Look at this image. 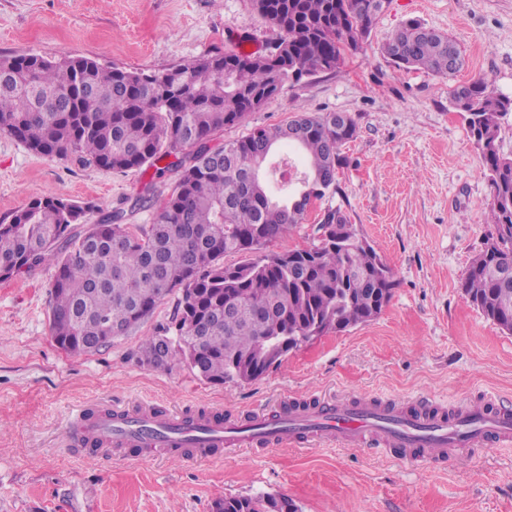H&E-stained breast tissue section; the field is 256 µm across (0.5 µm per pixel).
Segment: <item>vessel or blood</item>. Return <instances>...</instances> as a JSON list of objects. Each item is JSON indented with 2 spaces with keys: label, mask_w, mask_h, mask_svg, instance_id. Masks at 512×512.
I'll list each match as a JSON object with an SVG mask.
<instances>
[{
  "label": "vessel or blood",
  "mask_w": 512,
  "mask_h": 512,
  "mask_svg": "<svg viewBox=\"0 0 512 512\" xmlns=\"http://www.w3.org/2000/svg\"><path fill=\"white\" fill-rule=\"evenodd\" d=\"M139 417L159 431V438L140 435L125 423L120 410L109 416L77 412L67 430L76 438L97 443L104 454L115 449L139 458L194 461L211 459L224 448L328 444L393 451L399 459L415 463H443L472 448L512 446V410L497 407L490 398L452 409L417 410L368 398L314 407L284 398L276 409L252 411L251 423L263 427L259 433L243 432L211 416L198 420L197 430L192 431L183 418L151 407L142 408Z\"/></svg>",
  "instance_id": "1"
}]
</instances>
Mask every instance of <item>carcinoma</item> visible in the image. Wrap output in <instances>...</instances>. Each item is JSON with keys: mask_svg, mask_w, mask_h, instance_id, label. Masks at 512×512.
Wrapping results in <instances>:
<instances>
[{"mask_svg": "<svg viewBox=\"0 0 512 512\" xmlns=\"http://www.w3.org/2000/svg\"><path fill=\"white\" fill-rule=\"evenodd\" d=\"M283 32L275 51H232L146 74L108 68L85 57L19 54L0 58V131L46 156L73 154L87 165L124 171L154 167L185 151L179 178L161 203L137 197L131 208H156L151 224L132 230L120 211L91 223L93 207L46 196L0 224V280L56 268L50 333L72 356L109 345L111 327L129 329L168 295L179 294L162 333L146 337L136 360L152 368L186 365L215 384L252 382L302 336L342 332L375 319L392 298V268L345 228L329 207L317 243L252 254L302 223L306 206L338 190L340 147L356 123L342 112L300 115L284 126L254 129L214 150L212 137L242 121L285 82L337 71L362 46L384 0H254ZM399 69L448 77L464 58L448 36L410 20L382 47ZM490 185L492 232L472 260L464 298L512 334V157L497 140L512 117V97L481 78L451 88ZM298 146L307 161L303 189L274 199L261 180L275 146ZM78 225L86 226L82 231ZM241 254L224 264V255ZM213 512H298L271 494L219 497Z\"/></svg>", "mask_w": 512, "mask_h": 512, "instance_id": "cac0c4a2", "label": "carcinoma"}]
</instances>
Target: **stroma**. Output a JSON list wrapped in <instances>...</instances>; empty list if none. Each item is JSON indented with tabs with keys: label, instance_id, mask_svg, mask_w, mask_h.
Listing matches in <instances>:
<instances>
[{
	"label": "stroma",
	"instance_id": "1",
	"mask_svg": "<svg viewBox=\"0 0 512 512\" xmlns=\"http://www.w3.org/2000/svg\"><path fill=\"white\" fill-rule=\"evenodd\" d=\"M411 19L459 43L465 63L455 76L400 70L382 54ZM279 39L254 0H0V57L69 55L158 72L241 48L268 52ZM477 78L512 95V0H388L337 72L285 83L215 137L219 146L302 113L350 114L357 133L341 148L337 193L314 202L270 248L309 246L325 208L338 206L395 273L375 320L289 352L256 381L216 385L183 365L137 363L141 340L171 321L175 296L110 346L72 357L50 335L55 266L0 282V512H212L217 497L259 494L288 497L299 512H512V447L468 450L444 466L324 445L133 461L119 452L85 457L65 434L84 407L134 413L153 405L239 423L284 396L512 402V335L462 292L492 230L490 187L448 91ZM163 163L162 174L113 171L36 154L0 132V223L44 196L125 209L133 226L152 223L154 210L129 204L171 193L177 173L171 158Z\"/></svg>",
	"mask_w": 512,
	"mask_h": 512
}]
</instances>
